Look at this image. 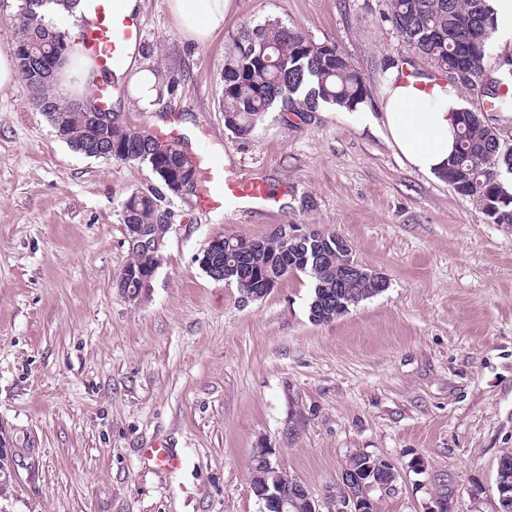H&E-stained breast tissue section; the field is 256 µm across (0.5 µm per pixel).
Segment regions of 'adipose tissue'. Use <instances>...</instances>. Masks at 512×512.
I'll list each match as a JSON object with an SVG mask.
<instances>
[{"label":"adipose tissue","instance_id":"obj_1","mask_svg":"<svg viewBox=\"0 0 512 512\" xmlns=\"http://www.w3.org/2000/svg\"><path fill=\"white\" fill-rule=\"evenodd\" d=\"M168 5L182 34L202 41L223 26L230 0H169ZM388 84L383 104L388 142L419 172L441 175L456 146L460 96L443 91L426 76L414 83L393 73Z\"/></svg>","mask_w":512,"mask_h":512}]
</instances>
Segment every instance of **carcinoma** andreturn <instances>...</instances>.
<instances>
[{"instance_id":"obj_1","label":"carcinoma","mask_w":512,"mask_h":512,"mask_svg":"<svg viewBox=\"0 0 512 512\" xmlns=\"http://www.w3.org/2000/svg\"><path fill=\"white\" fill-rule=\"evenodd\" d=\"M80 0H23L21 21L14 41V56L23 80L35 92V104L52 124L58 123L56 104L61 98L48 93L57 70L37 66V58L61 53L66 64L73 45L60 31L45 24L43 10L50 4L70 6ZM390 20L406 45L429 59L438 71L454 74L445 86L471 89L488 87L490 111L499 113L512 105V58L506 57L496 72L487 70L496 22L487 0H390ZM371 91L349 58L334 45L316 43L301 30L280 20H267L246 30L234 52L224 62V126L247 139L267 115L278 111L306 116L320 105L350 111L365 103ZM100 144L125 148L132 160L144 163L157 175L160 187L146 197L136 192L123 204L125 224H161L171 212L162 207L169 192V175L160 171L155 153L163 140L138 133L120 122V113L107 110ZM88 124L77 118L67 130L66 141L81 152L88 143ZM179 174L194 165L185 155L163 162ZM512 176V148L505 149L497 128L481 112L462 111L455 153L441 178L460 196L478 206L493 224H512V192L506 186ZM341 236L317 231L299 239L296 249L282 254L279 241L235 238L239 252L251 259L252 285H277L290 274L303 273L313 287L310 315L315 322H330L359 303L380 294L373 281L355 279L343 286L336 276L340 263ZM345 468L362 472L363 482L346 485L348 493L363 494V484L385 483L388 465L368 453H355ZM13 453L0 454V498L13 481Z\"/></svg>"}]
</instances>
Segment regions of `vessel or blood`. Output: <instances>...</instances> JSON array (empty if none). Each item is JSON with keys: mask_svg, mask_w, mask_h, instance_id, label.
I'll list each match as a JSON object with an SVG mask.
<instances>
[{"mask_svg": "<svg viewBox=\"0 0 512 512\" xmlns=\"http://www.w3.org/2000/svg\"><path fill=\"white\" fill-rule=\"evenodd\" d=\"M144 40L137 15L126 14L116 0H92L87 23L81 28L80 46L99 72L124 62L130 49ZM199 199L204 208L227 212L269 207L270 189L260 178L243 179L230 168H208L201 173Z\"/></svg>", "mask_w": 512, "mask_h": 512, "instance_id": "vessel-or-blood-1", "label": "vessel or blood"}]
</instances>
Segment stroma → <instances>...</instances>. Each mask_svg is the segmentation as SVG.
I'll use <instances>...</instances> for the list:
<instances>
[{"label": "stroma", "instance_id": "1", "mask_svg": "<svg viewBox=\"0 0 512 512\" xmlns=\"http://www.w3.org/2000/svg\"><path fill=\"white\" fill-rule=\"evenodd\" d=\"M137 57L178 82L158 111L127 87L113 111L154 134L190 125L197 163L264 179L268 209L223 214L167 196L171 227L148 295L118 276L131 251L122 204L159 182L142 163L59 138L24 80L0 91V425L14 477L0 512H261L253 451L324 500L358 452L391 460L376 512H498L512 455V224H493L437 177L401 162L382 123L327 107L271 113L247 139L224 126V58L279 19L345 53L381 110L391 64L435 66L399 37L389 0H232L222 30L185 39L168 0H141ZM336 232L389 286L329 323L291 275L259 300L197 257L218 236ZM164 447L182 465L145 463Z\"/></svg>", "mask_w": 512, "mask_h": 512}]
</instances>
